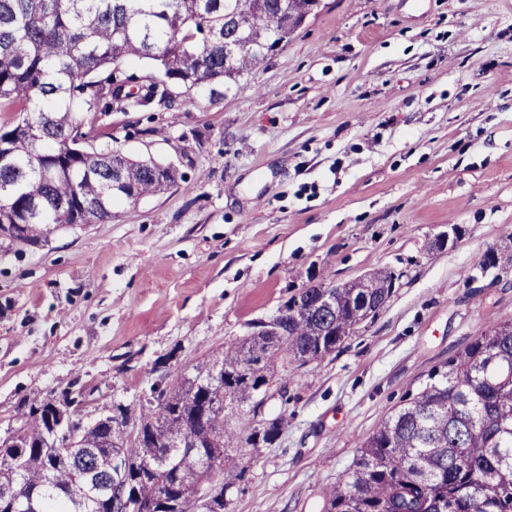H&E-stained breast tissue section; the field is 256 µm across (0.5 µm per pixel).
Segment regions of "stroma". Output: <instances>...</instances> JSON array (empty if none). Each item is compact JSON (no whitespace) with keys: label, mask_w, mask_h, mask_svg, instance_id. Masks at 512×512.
Here are the masks:
<instances>
[{"label":"stroma","mask_w":512,"mask_h":512,"mask_svg":"<svg viewBox=\"0 0 512 512\" xmlns=\"http://www.w3.org/2000/svg\"><path fill=\"white\" fill-rule=\"evenodd\" d=\"M98 115L118 148L178 167L111 222L0 233V441L83 394L89 425L192 373L297 289L402 272L379 314L300 368L273 444L245 447L229 512H322L357 446L489 324L512 319V0H322L230 86ZM456 226V243H432Z\"/></svg>","instance_id":"obj_1"}]
</instances>
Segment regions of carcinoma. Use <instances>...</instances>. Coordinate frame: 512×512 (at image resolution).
<instances>
[{"label":"carcinoma","mask_w":512,"mask_h":512,"mask_svg":"<svg viewBox=\"0 0 512 512\" xmlns=\"http://www.w3.org/2000/svg\"><path fill=\"white\" fill-rule=\"evenodd\" d=\"M310 0H0V109L15 118L0 125V225L22 224L15 239L34 242L51 224H97L112 209L171 188L181 177L171 164L133 160L95 133L97 113L167 110L191 105L205 85L237 82L288 39L309 13ZM244 40L224 57V20ZM144 64L142 74L129 65ZM128 170L130 192H112V167ZM394 272L379 270L371 287L328 280L336 325L316 333L291 314L295 297L276 314L285 336L275 348L248 334L224 342V351L152 389L140 427L157 448L176 437L207 446L222 441L214 464L203 469L175 452L171 475L151 476L144 443L127 431V410L84 429L90 445L57 437L46 420L54 404L31 407L16 435L0 443V490L19 501L15 512H121L116 461H136L127 493L139 512H188L204 487L227 495L245 467L230 445L271 444L273 428L238 423L240 406L257 417L258 386L272 384L282 404L300 383L298 369L340 346L394 293ZM295 366L277 376L271 365ZM430 382L363 441L346 479L323 492V512H512V320L489 326L433 370ZM225 384L232 399L208 413L200 398ZM112 510H107V498Z\"/></svg>","instance_id":"1"}]
</instances>
